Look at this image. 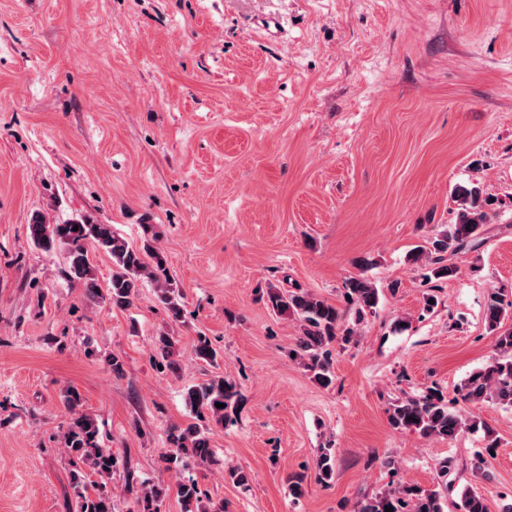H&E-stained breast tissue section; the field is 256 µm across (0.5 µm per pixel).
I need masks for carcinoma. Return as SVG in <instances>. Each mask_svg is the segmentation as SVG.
<instances>
[{
  "label": "carcinoma",
  "mask_w": 512,
  "mask_h": 512,
  "mask_svg": "<svg viewBox=\"0 0 512 512\" xmlns=\"http://www.w3.org/2000/svg\"><path fill=\"white\" fill-rule=\"evenodd\" d=\"M458 208L456 220L448 230L432 239L413 256L417 261L426 257L428 280L452 278L457 269L448 263V254L472 244L482 225L487 223L488 200L482 198L480 186L472 183L458 186L454 190ZM78 230H73V227ZM31 242L45 252L62 250L66 255L64 275L71 282L82 285L87 295L99 299L114 308L125 309L133 303L139 286L150 283L158 300L171 313L174 320L182 317L181 296L175 293L166 272L165 260L149 244L139 250L112 230V225L101 224L87 217L63 224H51L39 212L31 215L27 224ZM102 250L112 258V278L106 289L99 288L90 262V250ZM348 302L355 307L356 319L374 312L377 307L378 289L364 277H353L345 284ZM267 300L271 308L280 315H290L300 323L301 336L297 342L294 359L309 372L320 386L328 387L334 380L331 369L330 344L336 339L342 317L339 310L324 299L304 290L283 291L269 287ZM512 320V302L493 291L489 294L485 308V323L496 333V356L483 369L474 372L460 383L457 392L461 399L470 403L494 402L512 408V324L503 328L504 321ZM342 330V329H340ZM342 340H351L354 330H342ZM158 350L164 367L175 372L179 362L174 359V341L163 333L158 338ZM195 359L215 364L217 350L205 336L197 338L193 348ZM185 401L190 407L192 421L177 425L169 435L170 448L162 455L165 470L178 471L192 458L200 463L211 462L208 424L218 425L229 420V413L236 411L242 401L236 386L213 378L192 385L185 392ZM64 403L70 418L62 433V442L71 457L76 512H112V497L104 491L107 480L112 477L117 461L112 451L100 445V430L97 421L79 411L81 397L73 389H67ZM224 407L218 408L216 404ZM389 424L397 429L418 432L423 437L453 440L466 429L476 427V421L450 409L445 396L434 389L421 398H408L388 410ZM90 470L100 478L98 493L90 496L85 492L84 470ZM335 470V455L331 448H322L315 460L316 477L326 482ZM448 461L439 464V482L433 489L406 486L391 489L361 505L358 512H446L448 493ZM126 490L133 495L130 512H160L167 488L159 484L136 482L133 474L126 477ZM182 512H224V503H203L202 491L193 480L177 484ZM458 512H489L486 500L474 488H465L456 503Z\"/></svg>",
  "instance_id": "carcinoma-1"
}]
</instances>
